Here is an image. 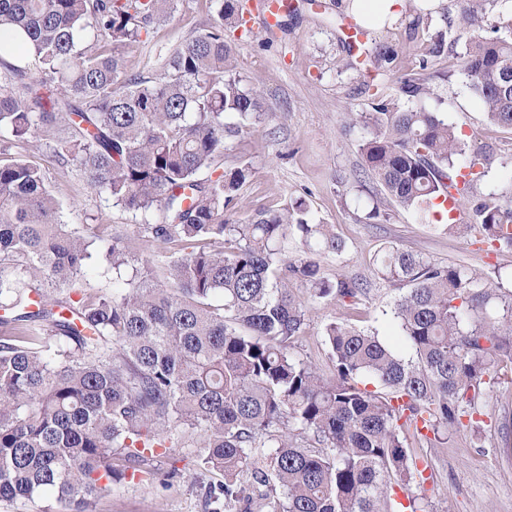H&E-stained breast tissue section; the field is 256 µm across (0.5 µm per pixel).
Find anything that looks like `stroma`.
<instances>
[{
  "instance_id": "1",
  "label": "stroma",
  "mask_w": 512,
  "mask_h": 512,
  "mask_svg": "<svg viewBox=\"0 0 512 512\" xmlns=\"http://www.w3.org/2000/svg\"><path fill=\"white\" fill-rule=\"evenodd\" d=\"M291 3L278 25H267L255 13L250 38L225 34L241 78L263 93L264 113L253 128L229 139L218 164L250 169L238 191L240 216L279 210L305 198L312 222L334 225L345 241L341 255L322 259L324 276L356 279L368 290L351 310L330 302L312 304L294 355L330 373L323 328L341 317L412 359L414 352L394 316L404 290L378 275V252L393 244L435 264L470 268L506 295L512 293V249L432 230L412 211L385 202L381 185L362 169L358 146L369 130L353 123L351 115L371 111L373 95L380 92L402 105L438 113L469 146L490 150L492 165L469 191L473 203L489 194L512 196V131L489 123L462 72L469 43L459 32L463 0H434L428 20L417 27L411 24L413 11L402 10L383 27L369 30L362 49L354 52L348 49L345 27L351 15L344 0ZM216 18L210 0H178L148 42L120 48L128 75L160 76L171 50L210 29ZM439 36L442 51L427 57ZM380 51L387 60L371 66V57ZM421 74L427 94L403 96L402 80ZM52 147V139L45 137L31 145H11L6 153L43 168L60 203L62 223L101 225L112 235L133 238L132 214L90 189L80 169L58 168ZM482 412L481 434L456 427L444 448L408 436L411 454L431 467L423 489L427 512H512V372L501 371L486 385ZM222 480L220 473L201 467L197 448H174L143 464L112 494L92 499L87 512H211L203 493Z\"/></svg>"
}]
</instances>
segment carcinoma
<instances>
[{
	"instance_id": "cac0c4a2",
	"label": "carcinoma",
	"mask_w": 512,
	"mask_h": 512,
	"mask_svg": "<svg viewBox=\"0 0 512 512\" xmlns=\"http://www.w3.org/2000/svg\"><path fill=\"white\" fill-rule=\"evenodd\" d=\"M214 2L215 25L149 80L127 77L116 48L140 42L175 0H0V137L53 139L57 164L81 168L93 190L141 217L137 238L156 246L140 263L123 238L61 223L41 167L0 159L1 500L53 488L86 512L155 449L190 438L201 466L224 475L220 494L206 489L224 512H390L384 488L428 480L405 434L446 448L464 417L481 432L485 378L512 363V298L463 266L395 246L377 265L407 286L394 315L416 360L344 320L323 330L331 374L291 353L307 300L356 301L367 288L322 274L317 257L345 243L310 221L304 198L235 217L249 169L220 171L216 160L262 94L237 76L224 39L226 26L252 33L242 0ZM483 22L475 0L461 14L471 33L462 71L487 119L512 129V17L496 37L480 34ZM376 100L354 116L371 129L365 171L423 221L453 190L463 210L490 152L468 149L435 112ZM447 220L434 228L512 248L511 198H483L471 224ZM290 236L302 248L293 260L280 248ZM97 243L112 293L93 297L83 268ZM361 374L382 391L359 388Z\"/></svg>"
}]
</instances>
